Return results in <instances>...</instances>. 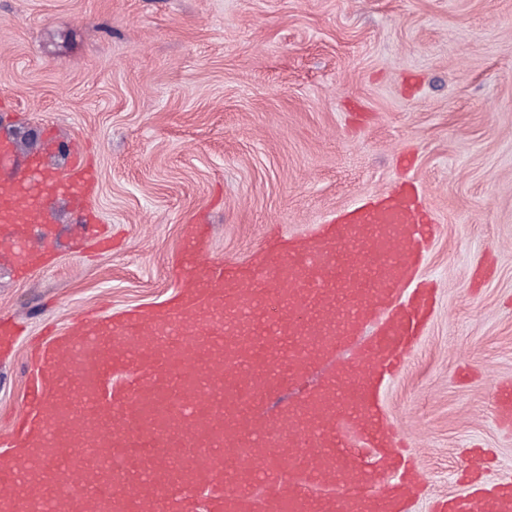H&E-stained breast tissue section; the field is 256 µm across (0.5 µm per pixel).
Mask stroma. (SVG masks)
<instances>
[{
    "instance_id": "stroma-1",
    "label": "stroma",
    "mask_w": 512,
    "mask_h": 512,
    "mask_svg": "<svg viewBox=\"0 0 512 512\" xmlns=\"http://www.w3.org/2000/svg\"><path fill=\"white\" fill-rule=\"evenodd\" d=\"M0 117L17 162H95L112 239L73 250L84 214L57 197L52 265L0 257V315L25 329L0 353V455L30 342L165 303L197 223L209 257L244 262L412 181L434 312L382 393L424 480L409 512L460 490L464 449L512 474V0H0ZM496 418L500 423L511 429L512 424V386L511 383H500L495 386Z\"/></svg>"
}]
</instances>
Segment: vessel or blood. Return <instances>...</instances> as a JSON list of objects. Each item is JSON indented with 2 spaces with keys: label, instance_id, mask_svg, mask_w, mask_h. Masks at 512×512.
Returning a JSON list of instances; mask_svg holds the SVG:
<instances>
[{
  "label": "vessel or blood",
  "instance_id": "vessel-or-blood-1",
  "mask_svg": "<svg viewBox=\"0 0 512 512\" xmlns=\"http://www.w3.org/2000/svg\"><path fill=\"white\" fill-rule=\"evenodd\" d=\"M98 170L79 156L45 194L87 206ZM26 178L0 182V243L37 237L48 212L21 206ZM410 189L349 208L313 233L272 239L258 258L214 267L186 239L174 299L81 318L37 356L16 434L34 450L0 464L5 512H406L419 474L381 405L384 383L422 336L427 290L411 288L431 234ZM348 354L321 383L304 380ZM126 380L105 385L115 373ZM292 393L270 419L265 401ZM512 424V385L495 388ZM437 512H512V477L448 497Z\"/></svg>",
  "mask_w": 512,
  "mask_h": 512
}]
</instances>
